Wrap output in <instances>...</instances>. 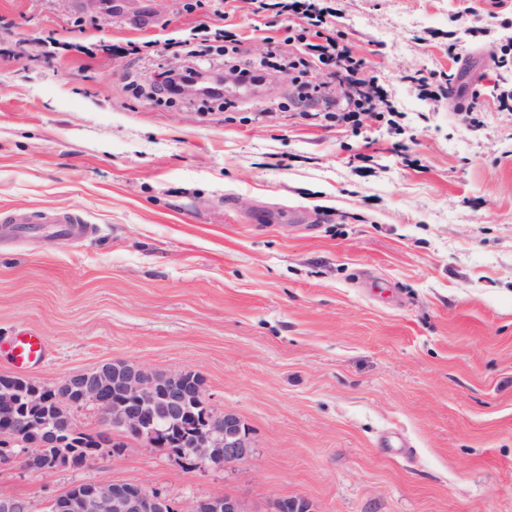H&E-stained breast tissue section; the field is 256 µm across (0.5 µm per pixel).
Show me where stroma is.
<instances>
[{
	"mask_svg": "<svg viewBox=\"0 0 512 512\" xmlns=\"http://www.w3.org/2000/svg\"><path fill=\"white\" fill-rule=\"evenodd\" d=\"M186 2L0 0V210L92 226L0 223V374L23 334L44 342L25 374L49 387L112 361L195 371L253 453L195 464L117 432L126 449L88 468L0 464V497L43 512L95 481L183 512L224 494L252 512L299 495L313 512H512V112L495 99L512 0H319L396 131L303 114L298 82L342 90L285 45L287 14ZM274 41L297 68L222 107L135 83L258 62Z\"/></svg>",
	"mask_w": 512,
	"mask_h": 512,
	"instance_id": "stroma-1",
	"label": "stroma"
}]
</instances>
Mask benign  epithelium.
I'll return each instance as SVG.
<instances>
[{
    "instance_id": "obj_1",
    "label": "benign epithelium",
    "mask_w": 512,
    "mask_h": 512,
    "mask_svg": "<svg viewBox=\"0 0 512 512\" xmlns=\"http://www.w3.org/2000/svg\"><path fill=\"white\" fill-rule=\"evenodd\" d=\"M187 372L164 373L158 378L143 368L125 362L112 363V377L104 366L66 378L67 387L76 390L80 402L95 406L107 425L116 431L143 439L149 444L164 447L160 426L147 420V412L157 399L158 389L166 390V400L175 408L181 401L182 384ZM73 404L58 403L54 429L68 432L77 429L70 409ZM46 444L23 445L14 435L0 440V462L21 458L26 468L44 471ZM253 443L241 419L233 412L210 413L206 419L200 443L193 449L196 459L210 464L219 462L226 467L250 457ZM49 512H178L171 500L158 490L136 484H105L83 482L46 503ZM300 509L307 512L304 501L276 499L269 503L268 512H287ZM191 512H249L237 496L199 499Z\"/></svg>"
}]
</instances>
